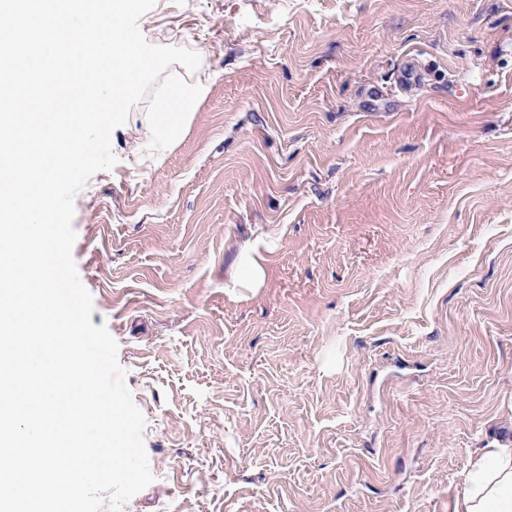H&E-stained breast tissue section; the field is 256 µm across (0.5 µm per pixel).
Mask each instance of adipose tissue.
Returning a JSON list of instances; mask_svg holds the SVG:
<instances>
[{"label":"adipose tissue","mask_w":512,"mask_h":512,"mask_svg":"<svg viewBox=\"0 0 512 512\" xmlns=\"http://www.w3.org/2000/svg\"><path fill=\"white\" fill-rule=\"evenodd\" d=\"M207 83V75L201 74L194 82L176 80L164 87L155 101L151 135L168 143L176 140ZM454 512H512V442L481 449Z\"/></svg>","instance_id":"adipose-tissue-1"}]
</instances>
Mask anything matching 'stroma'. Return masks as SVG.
<instances>
[{
    "label": "stroma",
    "mask_w": 512,
    "mask_h": 512,
    "mask_svg": "<svg viewBox=\"0 0 512 512\" xmlns=\"http://www.w3.org/2000/svg\"><path fill=\"white\" fill-rule=\"evenodd\" d=\"M72 256L154 481L122 512H453L512 437V0H157ZM264 279L240 287L246 251ZM207 83L208 77L203 73L192 83L174 80L164 87L155 101L150 134L167 143L176 140Z\"/></svg>",
    "instance_id": "35a3bbf8"
}]
</instances>
